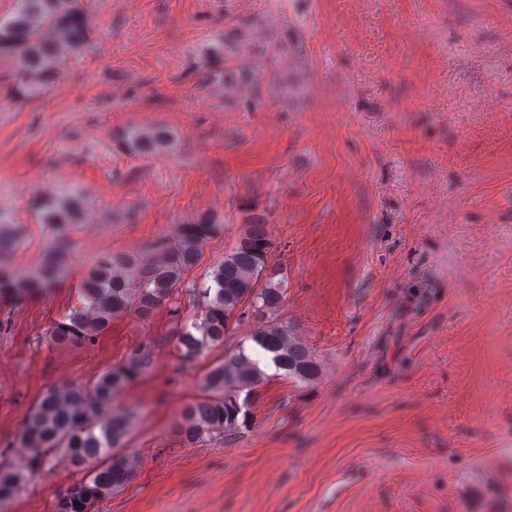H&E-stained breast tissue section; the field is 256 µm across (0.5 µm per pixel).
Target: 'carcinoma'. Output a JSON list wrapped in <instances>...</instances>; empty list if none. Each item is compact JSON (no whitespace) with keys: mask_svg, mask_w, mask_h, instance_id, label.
Segmentation results:
<instances>
[{"mask_svg":"<svg viewBox=\"0 0 512 512\" xmlns=\"http://www.w3.org/2000/svg\"><path fill=\"white\" fill-rule=\"evenodd\" d=\"M82 0H15L0 13V58L14 63V94L32 97L63 76L68 57L88 38ZM131 155H151L176 147L175 134L161 126L132 125L119 136ZM87 203L77 193L38 195L37 222L51 230V241L34 269L18 276L3 260L20 241L14 218L0 209V297L22 299L52 288L66 274L73 225L83 221ZM223 221L202 213L180 225L175 236L159 240L154 253L137 251L95 258L78 284L79 304L45 335L59 348L95 342L121 315L150 318L160 308L179 316L182 298L196 309L191 321L173 333L181 364L191 365L212 347L224 345L229 320L252 323L247 340L213 361L200 380L202 396L185 405L176 423L185 445L226 441L252 422L259 388L269 378L256 349L271 355L289 380L311 385L322 375L315 354L279 321L285 289L276 274H264L274 242L260 216H252L235 245L205 277L185 284L205 245L222 231ZM155 363L152 347L141 343L121 362L87 383L47 388L30 408L22 431L0 452V504L26 492L33 475L52 468L54 454L85 475L58 494L53 512H98L97 505L136 477V460L123 447L133 412L116 406L126 388Z\"/></svg>","mask_w":512,"mask_h":512,"instance_id":"cac0c4a2","label":"carcinoma"}]
</instances>
